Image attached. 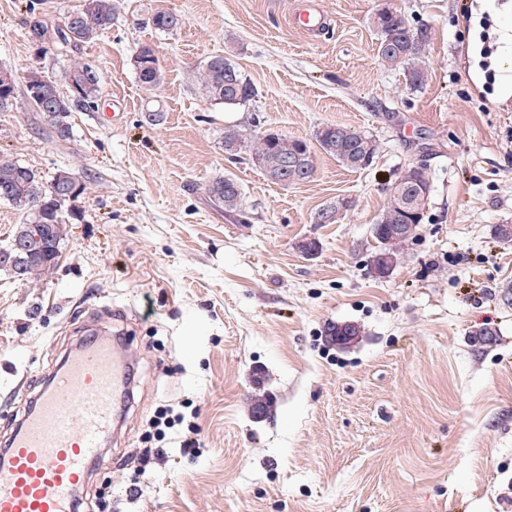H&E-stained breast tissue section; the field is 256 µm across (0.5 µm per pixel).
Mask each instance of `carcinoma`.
<instances>
[{"mask_svg": "<svg viewBox=\"0 0 512 512\" xmlns=\"http://www.w3.org/2000/svg\"><path fill=\"white\" fill-rule=\"evenodd\" d=\"M70 16L63 18L62 38L59 43L77 45L84 43L105 29L112 27L114 13L112 0H84L75 20L78 29H73ZM185 23L182 15L169 10L153 14L152 24L162 32L175 31ZM373 25L379 34L377 55L388 67L404 69L406 80L413 88L425 81L427 47L430 45L429 27L413 24L405 14L395 11L384 16L375 15ZM77 81L79 94L61 99L60 111L50 113L47 125L60 135L72 133L71 113L88 111L97 105L101 76L86 72V61L73 60L65 73ZM143 88L155 89L163 80L161 69L150 67L137 72ZM200 83L207 99L216 104L235 106L257 97L256 88L242 75L230 59L217 55L202 67ZM315 141L321 150L336 158L349 169H362L376 156L378 145L369 135L337 126L335 130L320 128ZM234 146L238 152L248 155L251 163L263 170L268 177H276L277 183L295 184L308 180L312 173L304 165H291L288 158L295 155L314 156L313 147L305 140L288 138L281 134L252 129H227L224 131V147ZM53 181H43L32 169L12 159L0 157V201H4L22 213L23 222L17 225L13 236L28 240L33 251L24 263L21 282L48 276L54 269L65 236L66 224L73 214L64 212L65 205L52 199ZM430 182L425 165L403 173L389 189V196L381 216L389 224L403 223V213L412 211L415 223L423 219V210L429 196ZM210 198L224 204L227 211L241 209V200L235 196L242 193L240 184L231 176L212 181L208 187ZM45 203L43 217H32V208L37 202Z\"/></svg>", "mask_w": 512, "mask_h": 512, "instance_id": "1", "label": "carcinoma"}]
</instances>
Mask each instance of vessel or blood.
I'll return each mask as SVG.
<instances>
[{
    "mask_svg": "<svg viewBox=\"0 0 512 512\" xmlns=\"http://www.w3.org/2000/svg\"><path fill=\"white\" fill-rule=\"evenodd\" d=\"M291 17L313 36L329 25L313 5ZM128 365L105 339L70 351L0 452V512H77L76 495L115 426Z\"/></svg>",
    "mask_w": 512,
    "mask_h": 512,
    "instance_id": "vessel-or-blood-1",
    "label": "vessel or blood"
}]
</instances>
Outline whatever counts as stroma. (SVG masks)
Listing matches in <instances>:
<instances>
[{
	"mask_svg": "<svg viewBox=\"0 0 512 512\" xmlns=\"http://www.w3.org/2000/svg\"><path fill=\"white\" fill-rule=\"evenodd\" d=\"M294 2L112 0L110 29L45 53L28 38L30 12L57 21L83 0H0V67L17 75L0 155L86 186L53 273L22 285L0 272V442L99 329L134 368L81 490L90 512H512V242L494 235L512 225V96L485 61L502 34L485 30L484 0H395L432 31L414 89L377 57L385 0H315L330 20L317 37L293 27ZM161 8L183 26L157 31ZM142 44L164 73L152 91L133 66ZM216 55L255 100L206 98L198 73ZM75 57L99 70L101 92L61 141L24 77L41 70L68 94ZM255 120L307 141L324 125L359 130L378 153L351 170L319 152L309 180L279 185L224 151L225 129ZM420 162L424 219L391 275L375 277L372 226ZM227 174L241 210L209 197ZM342 201L337 223H314ZM309 239L312 257L298 248ZM338 323L357 324L358 342L328 345ZM485 327L486 344L475 338ZM262 395L271 412L258 421ZM163 407L194 415L197 452L181 451L184 426H150Z\"/></svg>",
	"mask_w": 512,
	"mask_h": 512,
	"instance_id": "obj_1",
	"label": "stroma"
}]
</instances>
